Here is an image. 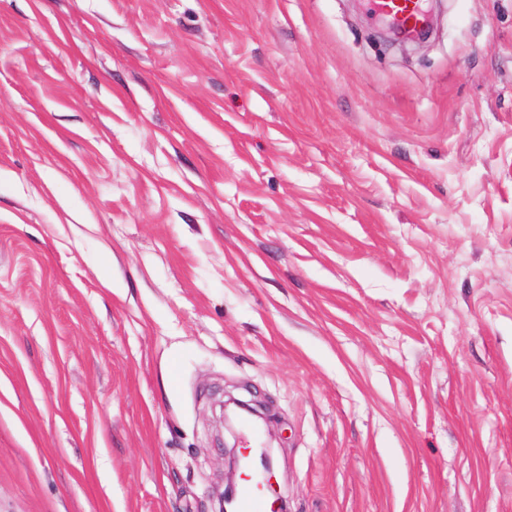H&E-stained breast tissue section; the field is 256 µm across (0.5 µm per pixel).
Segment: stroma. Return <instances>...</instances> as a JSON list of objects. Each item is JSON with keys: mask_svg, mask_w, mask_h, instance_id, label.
I'll list each match as a JSON object with an SVG mask.
<instances>
[{"mask_svg": "<svg viewBox=\"0 0 512 512\" xmlns=\"http://www.w3.org/2000/svg\"><path fill=\"white\" fill-rule=\"evenodd\" d=\"M512 512V0H0V512ZM420 3V0H374L379 12L392 14L410 22L419 18ZM381 15L391 18V20L379 18L378 21L385 32L391 34L393 40L399 43H409L414 45L420 44L428 39L430 35V18L429 14L424 11H422L421 18L417 21V24L414 27L405 26L389 15ZM272 450L273 448L269 441L261 448H255L252 455L250 448H247L240 456L233 453L229 457V469L232 470V473L239 472L241 477H245L241 472L243 469H259L261 467L265 475L266 488L269 491L271 487L276 486L274 481L271 482V476H268L271 473ZM236 512H271V500L264 489L263 477L255 475L246 479L237 502Z\"/></svg>", "mask_w": 512, "mask_h": 512, "instance_id": "obj_1", "label": "stroma"}]
</instances>
